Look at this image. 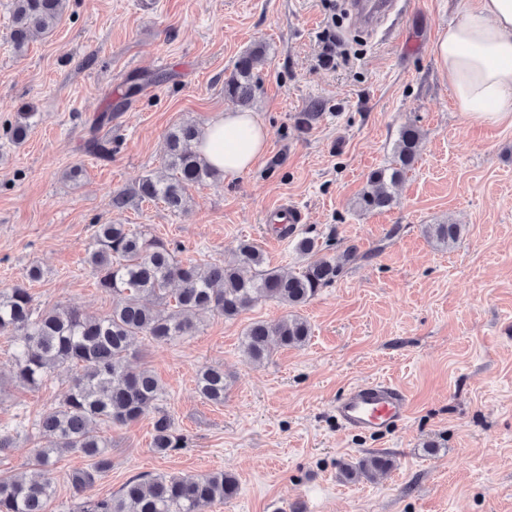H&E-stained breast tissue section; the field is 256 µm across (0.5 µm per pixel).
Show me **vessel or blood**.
<instances>
[{"label":"vessel or blood","mask_w":512,"mask_h":512,"mask_svg":"<svg viewBox=\"0 0 512 512\" xmlns=\"http://www.w3.org/2000/svg\"><path fill=\"white\" fill-rule=\"evenodd\" d=\"M395 7V0H352L351 10L367 29H376ZM336 418L346 429L369 433L394 428L411 413L408 396L386 380L359 383L341 395Z\"/></svg>","instance_id":"b4317fda"}]
</instances>
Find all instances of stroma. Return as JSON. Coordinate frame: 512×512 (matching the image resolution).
<instances>
[{
  "mask_svg": "<svg viewBox=\"0 0 512 512\" xmlns=\"http://www.w3.org/2000/svg\"><path fill=\"white\" fill-rule=\"evenodd\" d=\"M10 2L0 0V289L25 282L41 309L110 312L86 264L97 224L145 230L200 263H237L247 239L295 272L302 237L346 259L299 310L308 342L275 347L263 364L246 362L242 340L253 322L286 315L273 301L233 319L203 315L192 335L145 347L134 363L161 382L158 411L187 445L154 451L157 411L102 427L112 467L92 496L143 475L226 471L239 491L211 512H512V126L463 117L438 73L432 47L458 19L454 0H400L375 34L347 0H69L56 28L21 52ZM258 43L266 55L250 109L269 146L254 168L189 187L184 212L114 208V193L160 172L171 128L235 109L224 80ZM145 74L163 80L127 96ZM124 97L126 109L110 111ZM105 111L111 122L98 124ZM20 112L34 118L16 144L7 129ZM407 125L422 146L394 205L360 211L370 173L389 165ZM94 137L111 141L110 160L89 153ZM286 203L303 215L288 239L269 222ZM444 222L463 227L447 249L424 233ZM35 265L42 276L27 282ZM14 346L0 336V429L21 433L0 472L31 475L43 444L32 425L64 397L70 373L29 389L13 376ZM213 365L227 377L220 405L195 389ZM374 379L403 389L411 415L386 432L345 429L337 398ZM367 454L394 466L340 478L342 463ZM90 464L76 451L55 456L50 512H71L70 476Z\"/></svg>",
  "mask_w": 512,
  "mask_h": 512,
  "instance_id": "1",
  "label": "stroma"
}]
</instances>
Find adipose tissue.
<instances>
[{"instance_id":"adipose-tissue-1","label":"adipose tissue","mask_w":512,"mask_h":512,"mask_svg":"<svg viewBox=\"0 0 512 512\" xmlns=\"http://www.w3.org/2000/svg\"><path fill=\"white\" fill-rule=\"evenodd\" d=\"M459 20L440 32L433 55L466 118L512 126V0H457ZM268 129L252 112L219 113L196 145L227 180L252 169Z\"/></svg>"}]
</instances>
